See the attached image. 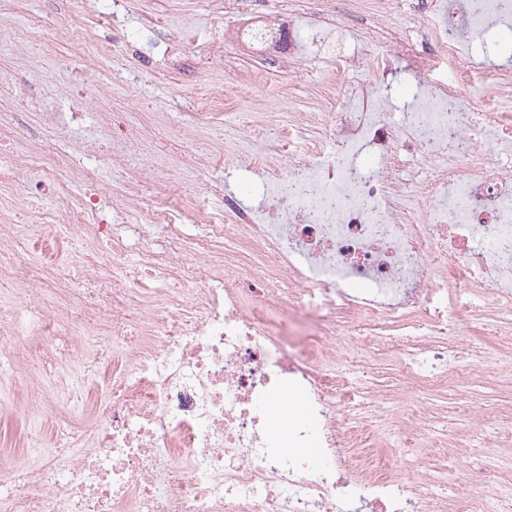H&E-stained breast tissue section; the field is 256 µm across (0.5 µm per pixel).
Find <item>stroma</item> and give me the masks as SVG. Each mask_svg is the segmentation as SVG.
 Returning a JSON list of instances; mask_svg holds the SVG:
<instances>
[{
  "mask_svg": "<svg viewBox=\"0 0 512 512\" xmlns=\"http://www.w3.org/2000/svg\"><path fill=\"white\" fill-rule=\"evenodd\" d=\"M91 11H108L118 16L117 26H93L95 37L106 40L131 34L128 51L119 66L105 59L90 60L79 53L68 39L54 40L51 56L16 43L7 60L15 68L26 93L44 95L56 92V108L73 110L79 117L58 141L59 152L75 163H89L86 141L101 134L105 124L102 114L122 99H132V106L121 114L124 123L139 127L152 140L160 154L170 161L171 175L189 185L196 206L205 212H219L224 200L212 189L208 175L191 168L193 153L222 149L232 135L223 124H197L194 114L198 104L194 90L204 84L216 90L252 84L258 74H265L267 88L256 89L248 109L255 117L248 127L251 143L270 144L276 139L277 120L302 112H335L342 92H330L332 67L324 50L311 49L298 59V69L288 72L263 54L245 47H231L216 54L211 44L220 32L249 23L265 21L262 13L220 16L204 7L201 0H89ZM69 0H0V36L9 37L22 21L23 14L40 15L46 25H53L59 13L69 7ZM285 14H293L298 27L320 32L323 37L348 44L363 35L360 16L375 11L377 0H354L355 11L339 25H326L318 16L314 0H278ZM118 69L119 86L104 82L97 95L82 99L77 95L80 75L109 74ZM512 327V310L490 305L488 314L471 317L461 331L464 336L482 340L499 365L512 364V352L501 350L496 333ZM357 372L366 380L379 382L388 397L401 399L406 385L398 353L383 351L362 353L357 357ZM68 372L60 364L55 375L39 369L23 370L20 381L0 391V456L20 466L25 462L22 444L33 426L43 425L38 407L54 393V382ZM465 396L476 404L496 409L493 420L476 418L457 401ZM419 399L428 410L447 409L445 419L433 422V431L447 437L448 447L428 449L432 465L462 467L475 456L483 436L497 439L496 454L502 461L498 481L512 484V383L497 374H477L465 383L448 388L438 384L423 390Z\"/></svg>",
  "mask_w": 512,
  "mask_h": 512,
  "instance_id": "35a3bbf8",
  "label": "stroma"
}]
</instances>
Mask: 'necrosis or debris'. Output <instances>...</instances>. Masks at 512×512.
<instances>
[{"instance_id": "necrosis-or-debris-1", "label": "necrosis or debris", "mask_w": 512, "mask_h": 512, "mask_svg": "<svg viewBox=\"0 0 512 512\" xmlns=\"http://www.w3.org/2000/svg\"><path fill=\"white\" fill-rule=\"evenodd\" d=\"M399 13L415 29L402 46L410 67L396 71L369 43L337 56L336 78L358 67L362 85L341 111L289 120L276 148L238 147L234 168L255 176L259 193L247 204L225 194L221 217L201 212L181 184L148 203L137 181L104 216L97 164L23 137L42 180L63 175L86 193L51 207L20 186L16 205L0 203V284L16 291L0 296V383H15L19 361H62L60 341L76 336L80 371L110 393L87 391L89 428L52 412L49 436L27 435L35 462L0 465V512H512L482 459L453 470L452 496L441 480L391 475L371 436L398 415L420 420L421 447L443 441L423 427V406L394 408L351 363L362 347L394 349L412 388L469 377L485 347L460 339L461 322L485 299L512 307V65L492 70L493 92L477 101L464 57L476 44L496 57L512 37V0H380L364 25ZM57 29L92 58L124 51L119 38L95 43L70 15ZM233 41L276 62L310 38L265 24ZM308 127L318 139L305 138ZM92 151L167 177L163 157L128 125H113L109 144ZM406 156L433 165L411 187L398 176ZM148 224L163 236L148 237ZM186 224L203 234L186 241ZM229 234L265 259L250 280L213 259ZM75 237L91 251L60 260ZM304 309L313 338L293 352L283 336ZM340 313L370 336L339 343ZM387 323L403 335L381 333ZM282 393L299 406L284 435L270 404Z\"/></svg>"}]
</instances>
